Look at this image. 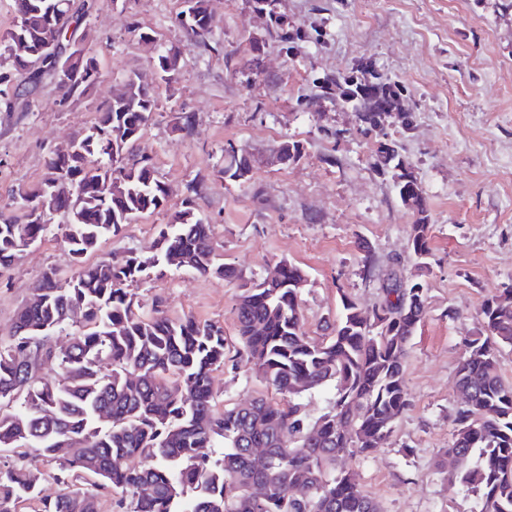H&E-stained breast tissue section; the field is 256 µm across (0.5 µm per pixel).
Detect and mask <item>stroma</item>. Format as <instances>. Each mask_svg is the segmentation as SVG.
<instances>
[{
    "label": "stroma",
    "instance_id": "1",
    "mask_svg": "<svg viewBox=\"0 0 512 512\" xmlns=\"http://www.w3.org/2000/svg\"><path fill=\"white\" fill-rule=\"evenodd\" d=\"M84 1L87 46L105 79L70 108L60 107L49 81L27 112L6 111L0 101V214H17V190L39 185L49 154L85 132L126 77L139 75L158 109L128 155L149 159L170 196L163 210L102 241L93 259L148 255L194 182L193 206L212 224L225 264L256 279L283 259L307 270L302 314L311 338L336 318L341 295L369 307L387 274L424 277L427 313L404 363L410 405L378 448L342 465L381 512H480V498L437 460L452 440L456 372L480 308L512 286V11L501 0H274L267 14L252 0H210L206 45L187 55L168 85L150 68L151 47L139 35L184 45L183 0H72ZM274 15L296 37L294 47L273 34ZM365 62L410 90L411 128L391 119L385 130L427 201L432 255L423 274L409 245L415 215L398 195L396 171L374 167L375 138L323 88L325 78ZM177 112L193 114L194 137L175 130ZM284 139L302 145L300 160L278 162L273 149ZM230 143L251 154L246 183L217 175ZM64 222L56 215L42 241L0 272V343L46 270L74 272ZM368 253L376 259L371 271ZM133 291L143 311L157 304L170 316L223 326L228 351L213 374L220 401L263 391L237 339V281L172 269Z\"/></svg>",
    "mask_w": 512,
    "mask_h": 512
}]
</instances>
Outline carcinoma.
<instances>
[{"mask_svg":"<svg viewBox=\"0 0 512 512\" xmlns=\"http://www.w3.org/2000/svg\"><path fill=\"white\" fill-rule=\"evenodd\" d=\"M178 16L187 34L185 50L210 31L208 0H190ZM16 23L0 34V87L20 72L38 80L14 93L6 105L27 111L23 96L46 78L57 77L60 52L51 45H82L59 64L76 72L63 89L60 106L88 98L100 83L98 60L85 48L84 14L70 0H14ZM183 53L159 49L150 57L156 74L176 81ZM327 88L357 114L359 127L373 133L374 161L398 171L402 202L417 213L409 237L420 269H429L430 224L416 177L394 143L385 119L394 114L404 128L413 115L403 110L406 87L399 79L338 73ZM156 100L138 75L98 112L95 122L70 149L49 157L50 176L32 190L18 191L21 215H0V269L9 268L27 246L42 239L53 216H67L64 236L76 261L132 221L165 207L169 189L143 159L117 165L141 136ZM175 130L194 135L193 116L180 112ZM274 151L288 163L302 156L296 141ZM246 149L224 148L218 174L244 183L251 173ZM211 224L185 201L161 226L147 256L128 253L87 264L62 278L46 271L38 300L18 314L12 341L0 346V452L18 455L33 448L56 462L52 479L62 491L41 497L43 474L25 465L0 466V512L38 501L37 512H99L97 496L76 487L92 461L97 487L117 496L124 512H381L337 462L369 454L392 432L408 406L404 362L408 344L426 314L425 284L390 273L381 296L364 308L341 296L337 321L324 322L327 336L315 341L302 330L301 295L306 270L281 260L259 280L224 265ZM155 269L191 270L240 281L233 309L243 350L266 388L288 397L277 404L260 393L248 401L219 406L212 373L224 366V327L192 316L171 317L159 307L144 312L131 286ZM77 326L68 345L52 338ZM512 347V288L486 300L470 353L457 369V391L467 396L455 416L453 438L444 452L457 477L480 496L481 512H512V385L497 369V354ZM53 362L55 375L43 373ZM333 382L332 408L309 421L297 399ZM224 442V455L208 448ZM263 448L267 462L254 465L251 449Z\"/></svg>","mask_w":512,"mask_h":512,"instance_id":"cac0c4a2","label":"carcinoma"}]
</instances>
